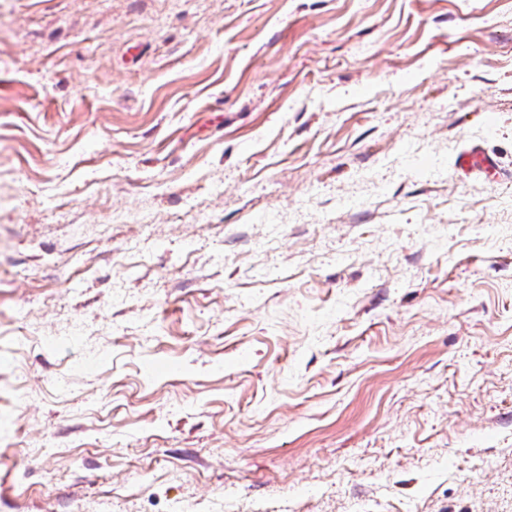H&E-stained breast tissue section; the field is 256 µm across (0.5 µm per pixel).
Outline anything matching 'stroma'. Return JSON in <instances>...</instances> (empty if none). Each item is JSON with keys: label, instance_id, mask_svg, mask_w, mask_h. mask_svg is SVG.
I'll return each instance as SVG.
<instances>
[{"label": "stroma", "instance_id": "stroma-1", "mask_svg": "<svg viewBox=\"0 0 512 512\" xmlns=\"http://www.w3.org/2000/svg\"><path fill=\"white\" fill-rule=\"evenodd\" d=\"M0 512H512V0H0ZM457 165L465 173H476L488 180H496L501 176L497 159L476 148L462 153L458 158Z\"/></svg>", "mask_w": 512, "mask_h": 512}]
</instances>
